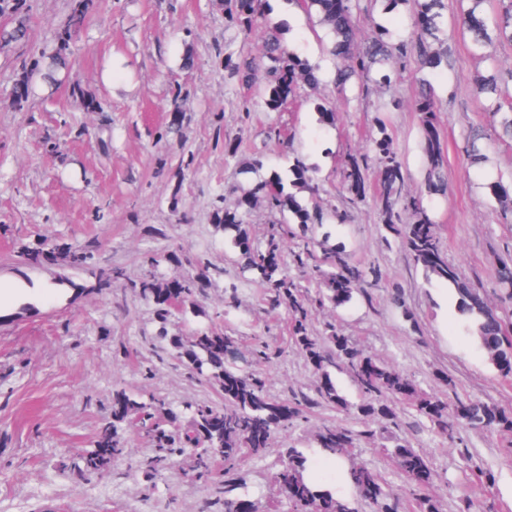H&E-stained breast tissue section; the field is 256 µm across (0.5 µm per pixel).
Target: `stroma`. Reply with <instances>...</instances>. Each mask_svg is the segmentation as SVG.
<instances>
[{
	"instance_id": "35a3bbf8",
	"label": "stroma",
	"mask_w": 512,
	"mask_h": 512,
	"mask_svg": "<svg viewBox=\"0 0 512 512\" xmlns=\"http://www.w3.org/2000/svg\"><path fill=\"white\" fill-rule=\"evenodd\" d=\"M69 3L26 0L28 41L0 51V512H224L222 474L196 479L185 454L145 473L152 445L135 425L124 430L125 453L107 473L61 467L89 450L101 420L112 414L114 391L178 413L189 403L223 404L214 379L193 375L169 353L158 337L162 328L186 338L203 329L233 337L242 368L261 376L270 396L302 400L299 417L273 430L263 454L242 458L235 494L254 512H264L273 497L281 498V512H293L275 479L281 451H314L327 425L358 433L343 462L380 473L401 512H417V505L392 452L398 442L428 460L432 480L424 493L441 512H512V435L467 426L450 440L402 399L395 403L399 425L384 436L378 423L358 414L360 395L336 369L331 378L345 406L316 403L320 376L291 343L287 310H268L214 220L236 186L287 175L297 158L317 171L321 207L333 208L342 158L369 150L382 126L404 162L408 191H423L416 73L399 76L394 92L403 105L393 112H381L377 93L344 105L329 78L318 90L300 88L272 112L254 90L226 79L224 54L258 55L263 36L276 27L300 59L332 73L324 34L300 0H266L263 23L247 39L225 29L224 0H94L70 43L72 65L62 85L51 94L34 90L27 108L14 111L12 73L52 44L69 20ZM187 51L194 62L185 67ZM482 67L468 39L449 27L448 64L436 80L448 193L424 203L449 264L512 322V299L501 296L497 280L501 259L512 252V223L473 185L462 153L470 131L481 129L499 168L512 173V144L496 140L497 122L471 82ZM80 89L95 95L96 108L77 98ZM322 101L335 105V125H320L315 106ZM174 124L176 136L169 132ZM228 140L238 145L232 158L224 154ZM256 157L262 168L248 170ZM315 237L379 268L382 281L345 306L312 305L314 335L336 324L364 354L419 390L451 404L512 408V375L491 363L462 326L453 290L412 264L372 204L354 210L348 223L316 226ZM45 238L98 248L85 268L33 269L20 261L22 249ZM200 261L220 267L221 276L196 305L163 323L137 295L98 285L99 270L110 266L133 279L151 272L179 279ZM396 290L406 310L394 306ZM258 337L280 357L252 360Z\"/></svg>"
}]
</instances>
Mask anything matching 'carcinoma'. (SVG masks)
Listing matches in <instances>:
<instances>
[{
    "instance_id": "1",
    "label": "carcinoma",
    "mask_w": 512,
    "mask_h": 512,
    "mask_svg": "<svg viewBox=\"0 0 512 512\" xmlns=\"http://www.w3.org/2000/svg\"><path fill=\"white\" fill-rule=\"evenodd\" d=\"M71 13L68 24L58 32L51 47L45 49L40 59L16 75L9 107L16 111L27 108L34 86L52 91L59 83V75L68 68L70 41L82 23L92 0H70ZM265 0H224L225 25L237 33L248 36L259 27ZM307 12L314 16L331 39L330 54L335 60L334 82L339 93L359 101L374 90L392 87L393 79L408 65L415 64L419 91L414 109L419 117L421 148L427 161L425 192L432 195L447 193L448 183L444 172V158L440 139L438 112L440 99L432 78L448 57L447 0H301ZM488 0H459L457 21L463 33L470 38L472 50L488 61L487 68L474 75L475 90L486 111L498 118L499 136L512 140V79L503 76L500 65L487 48L512 42V6L491 12ZM365 19L369 32L361 34L359 21ZM27 28L18 21L10 29L0 31V49L25 40ZM224 71L227 79L243 86L259 84L263 88V102L275 110L303 87L316 89L323 81L321 68L301 60L291 52L280 35L272 31L265 36L259 58L224 54ZM380 137L372 142L367 153H350L340 168V205L332 211L336 223L343 224L348 213L367 200H372L381 224L386 231L401 239L413 264L426 273L442 280L455 289L458 309L472 326L489 360L504 374L512 373V331L507 321L489 303L481 289L463 280L456 269L448 265L441 248L440 238L433 230L431 210L424 206L421 197L405 189L403 161L393 147L384 126H379ZM463 154L469 167L478 171L481 189L493 202L504 220H512V176L490 171L491 157L480 133H472L465 140ZM372 165L385 168L384 181L372 186L366 182L365 171ZM308 193L310 204L302 203L297 194L287 187ZM320 184L314 170L303 161L296 160L289 168L288 182L280 177L252 186H240L236 197H245L251 205L262 201L279 215L282 224L287 221L300 226L304 244L293 255L294 263L305 269L323 288V299L339 307L349 303L354 294L376 288L381 282V272L350 259L342 248L327 246L311 234L310 225L321 224L324 213L316 204ZM224 239L237 249L243 270L253 274L262 288V301L273 311L288 309L291 341L309 357L321 359L319 371L322 385L317 391L321 402L344 406L343 397L333 383L328 367L346 371L356 385L362 404L360 412L372 419L383 420L389 426L397 424L398 416L389 398L407 395L413 398L420 415L433 422L437 432L452 438L462 425L485 427L497 432L512 433V410L493 402L459 400L451 406L440 398L407 388L403 378L385 363L360 355L355 346L340 349L334 325L326 327L323 336L312 334L308 324V308L300 296L297 283L288 278L281 267L266 263L269 251L280 250L279 230L269 234L265 247L251 243L248 226L244 222L226 223L224 216H216ZM93 259V250L78 246L55 252L53 260L68 266L79 267ZM208 275H188L182 292L174 303L182 306L195 303L203 295ZM498 282L501 291L512 297V257L500 263ZM99 285L124 288L142 300L150 302L168 290V282L156 274L142 278L125 277L118 268L101 273ZM170 348L185 358L199 372L224 382L228 372H236L232 364L237 359L234 340L229 336H216L199 332L190 345L181 340L169 341ZM113 401L122 404V413L104 420L97 430L92 449L79 455L76 466L89 474H100L108 469L112 458L123 454L125 445L120 436L121 425L134 421L151 424L155 452L143 462L148 472L166 467L174 449L195 447L191 468L205 474L211 472L212 449H221L224 472L229 474L239 465L242 456L249 452L257 455L269 447L275 426L293 418L296 408L288 407L283 416L280 401L271 398L259 377L241 373L237 384L224 389V432L216 435L209 427L211 415L218 407L197 404L188 407V414L169 412L173 430H167L155 421L150 407L132 399L125 392L113 395ZM356 434L337 427L326 426L320 433L319 448L339 455L354 441ZM402 471L420 470L431 477L428 461L415 449L403 444L393 448ZM309 469L308 456L296 449L284 452V477L282 488L293 501L296 512H357L355 503L338 496L329 489L309 483L305 473ZM347 478L358 490L372 494L377 512H399V500L385 493L379 474L367 467L352 468Z\"/></svg>"
}]
</instances>
